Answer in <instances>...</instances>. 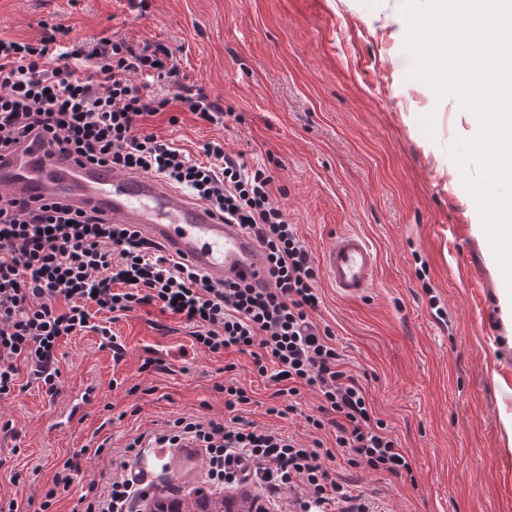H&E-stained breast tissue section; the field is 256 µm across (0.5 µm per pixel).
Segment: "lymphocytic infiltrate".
<instances>
[{
    "label": "lymphocytic infiltrate",
    "instance_id": "lymphocytic-infiltrate-1",
    "mask_svg": "<svg viewBox=\"0 0 512 512\" xmlns=\"http://www.w3.org/2000/svg\"><path fill=\"white\" fill-rule=\"evenodd\" d=\"M42 28L35 41L0 37V152L33 136L50 156L75 155L163 179L252 235L266 255L270 282L262 288L219 282L103 212L64 198L23 205L0 192V401L14 394L23 374L48 395L58 393L61 338L91 330L121 353L96 313L154 306L188 325L205 351L251 353L257 372L275 387L271 414L297 413L300 388L315 392L318 412L305 422L317 431L335 429V445L317 439L308 445L236 415L251 398L224 384L232 418L177 417L140 434L127 445L128 456L144 448H198L205 479L216 489L253 479L297 494L301 512H320L328 503L341 512H370L324 460L340 451L350 467L404 480L413 479V469L375 416L365 386L344 368L334 332L314 320L316 264L275 201L272 176L248 168L221 142L204 143L197 160L151 131V120L178 104L203 123L224 122L223 107L185 88L169 47H135L121 37L73 40L61 21ZM155 82L166 83L168 94H148ZM151 488L141 470L127 466L106 491L88 488L72 512H136Z\"/></svg>",
    "mask_w": 512,
    "mask_h": 512
}]
</instances>
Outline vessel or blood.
<instances>
[{
    "label": "vessel or blood",
    "mask_w": 512,
    "mask_h": 512,
    "mask_svg": "<svg viewBox=\"0 0 512 512\" xmlns=\"http://www.w3.org/2000/svg\"><path fill=\"white\" fill-rule=\"evenodd\" d=\"M0 189L23 203L63 196L75 206L97 208L115 222L135 225L166 253L213 279L255 286L267 280L265 257L250 235L162 179L50 158L39 144L29 142L8 160H0ZM321 263L339 296L370 295L377 255L361 234H337Z\"/></svg>",
    "instance_id": "b4317fda"
}]
</instances>
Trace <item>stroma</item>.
I'll return each instance as SVG.
<instances>
[{
  "instance_id": "obj_1",
  "label": "stroma",
  "mask_w": 512,
  "mask_h": 512,
  "mask_svg": "<svg viewBox=\"0 0 512 512\" xmlns=\"http://www.w3.org/2000/svg\"><path fill=\"white\" fill-rule=\"evenodd\" d=\"M402 0H0V35L35 40L46 22L63 21L75 38L161 42L175 51L184 85L203 91L229 116L215 127L166 116L155 132L190 155L209 140L262 165L275 199L300 240L320 258L336 234L364 235L378 257L369 297L337 296L318 280L319 325L330 327L352 373L363 376L371 406L409 457L414 482L328 466L380 512H512V454L500 409L512 398V347L498 307L503 272L461 171L447 152L476 133L456 98H437L411 78ZM121 358L87 331L62 338L61 384L48 396L19 378L0 402V500L37 512L66 460L80 471L49 512H72L89 484L106 489L121 471L125 447L180 416L229 415L219 384L252 397L241 414L304 442L333 446L335 435L306 426L315 393L301 390L299 414L278 417L271 382L249 354L213 355L193 345L188 327L158 309L137 310L110 325ZM160 358L164 369L143 370ZM235 371H226L228 363ZM96 397L81 420L64 413L77 393ZM101 455L92 450L100 442ZM156 482L189 493L204 483L202 459L189 451L146 455Z\"/></svg>"
}]
</instances>
